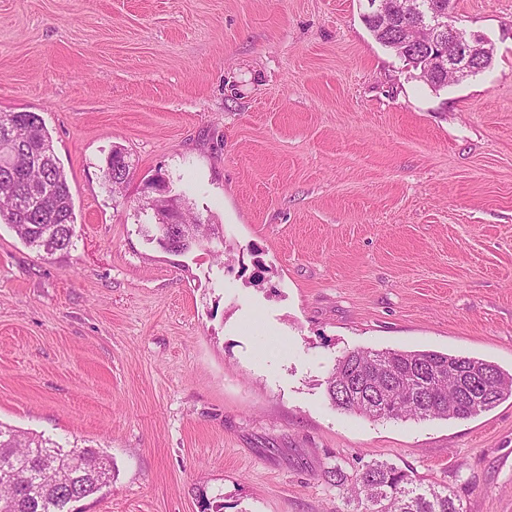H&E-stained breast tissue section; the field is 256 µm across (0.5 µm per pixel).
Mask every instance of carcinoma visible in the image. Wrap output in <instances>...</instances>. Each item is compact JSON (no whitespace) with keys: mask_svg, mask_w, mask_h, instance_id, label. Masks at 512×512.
<instances>
[{"mask_svg":"<svg viewBox=\"0 0 512 512\" xmlns=\"http://www.w3.org/2000/svg\"><path fill=\"white\" fill-rule=\"evenodd\" d=\"M365 24L374 39L393 50L416 71L430 66L429 53L403 44L402 20L383 31L375 20ZM15 154L0 153V220L12 226L29 247L52 255L73 246L75 216L70 186L40 117L14 112ZM131 166L115 146L103 169L104 183L119 192ZM159 211L179 209L178 224H155V240L165 251L181 243L182 252L218 231L191 212L181 197L154 196ZM332 403L372 419L468 418L512 397V374L480 358L430 350H353L337 359L326 380ZM50 461L48 486L39 468ZM112 481V460L92 448L73 457V448L40 434L0 422V512H69L70 499H85L101 489L100 468ZM328 481L357 503L356 512H464L457 496L434 484L418 482L413 472L371 460L351 480L336 467Z\"/></svg>","mask_w":512,"mask_h":512,"instance_id":"carcinoma-1","label":"carcinoma"}]
</instances>
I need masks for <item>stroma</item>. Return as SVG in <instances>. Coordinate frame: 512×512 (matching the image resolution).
Instances as JSON below:
<instances>
[{
    "label": "stroma",
    "mask_w": 512,
    "mask_h": 512,
    "mask_svg": "<svg viewBox=\"0 0 512 512\" xmlns=\"http://www.w3.org/2000/svg\"><path fill=\"white\" fill-rule=\"evenodd\" d=\"M366 6L0 0V112L42 119L75 214L51 256L0 222V421L111 456L72 512H350L325 473L374 458L512 512V398L372 420L326 392L353 349L512 372V0H455L493 63L440 89ZM158 172L219 238L158 246ZM395 21V26L391 27L387 31H382L379 23L370 17L365 18V24L368 30L379 44L393 50L399 57L404 59V61L406 60V63L414 70H419L420 78H424L433 87L439 86L435 74L432 76L422 74V72L425 71V68L430 66V61L428 60L430 54L429 51L425 52V50L430 49L431 46H427L422 49L403 44L401 29L406 20H400L399 16H397ZM396 41L398 42L396 43ZM127 157L124 149L115 146L106 161V167L103 169V179L104 183L110 186L113 192H120L128 180L123 171L126 166L131 168V162Z\"/></svg>",
    "instance_id": "1"
}]
</instances>
